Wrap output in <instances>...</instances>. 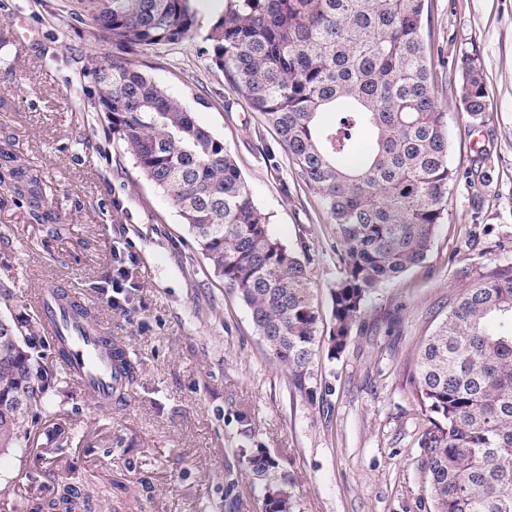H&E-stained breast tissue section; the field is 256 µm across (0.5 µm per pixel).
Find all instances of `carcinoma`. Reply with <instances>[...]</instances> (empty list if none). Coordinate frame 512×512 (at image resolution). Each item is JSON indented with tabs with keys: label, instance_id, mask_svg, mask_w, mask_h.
I'll return each mask as SVG.
<instances>
[{
	"label": "carcinoma",
	"instance_id": "carcinoma-1",
	"mask_svg": "<svg viewBox=\"0 0 512 512\" xmlns=\"http://www.w3.org/2000/svg\"><path fill=\"white\" fill-rule=\"evenodd\" d=\"M112 56L88 74L113 145L165 192L214 274L249 310L301 387L316 355L320 312L309 270L274 238L224 141L143 70L141 54L194 31L190 0H75ZM425 0H224L207 41L224 81L276 131L334 224L339 277L330 290L331 355L346 348L374 291L419 265L448 220V195L469 172L448 161V124L424 38ZM463 109L491 112L479 56L457 60ZM35 194L38 176L0 149V184ZM460 290L416 352L411 384L433 414L419 440L431 512H512V261L458 271ZM0 288V452H22L61 373L43 361L39 323L13 313ZM132 381L136 365L112 344ZM266 512H294L293 481L265 449L246 458ZM30 512H89L79 487Z\"/></svg>",
	"mask_w": 512,
	"mask_h": 512
}]
</instances>
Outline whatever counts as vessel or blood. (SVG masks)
Wrapping results in <instances>:
<instances>
[{
    "mask_svg": "<svg viewBox=\"0 0 512 512\" xmlns=\"http://www.w3.org/2000/svg\"><path fill=\"white\" fill-rule=\"evenodd\" d=\"M66 294L59 286L41 289L34 307L47 336L64 352L60 361L63 371L78 382L93 403L111 405L122 379L111 349L103 344L106 330L82 323L76 312L66 307Z\"/></svg>",
    "mask_w": 512,
    "mask_h": 512,
    "instance_id": "obj_1",
    "label": "vessel or blood"
}]
</instances>
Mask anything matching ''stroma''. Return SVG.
<instances>
[{
  "mask_svg": "<svg viewBox=\"0 0 512 512\" xmlns=\"http://www.w3.org/2000/svg\"><path fill=\"white\" fill-rule=\"evenodd\" d=\"M74 0H0V148L40 179L51 221L0 185V283L35 318L58 282L92 303L138 369L121 402L96 408L74 382L59 418L23 454L0 455V512H24L64 484L95 482L94 512H262L244 452L264 448L294 482V512H430L418 439L429 413L410 384L415 350L448 311L456 273L512 260V0H431L432 71L452 167L487 157L482 184L448 196L426 259L380 288L331 357L336 226L276 133L209 66L222 0H191L193 39L144 52L148 74L222 139L272 235L304 261L321 313L297 388L215 276L161 190L117 153L86 67L111 52ZM477 51L492 112L473 127L458 57ZM51 455H44V448Z\"/></svg>",
  "mask_w": 512,
  "mask_h": 512,
  "instance_id": "1",
  "label": "stroma"
}]
</instances>
